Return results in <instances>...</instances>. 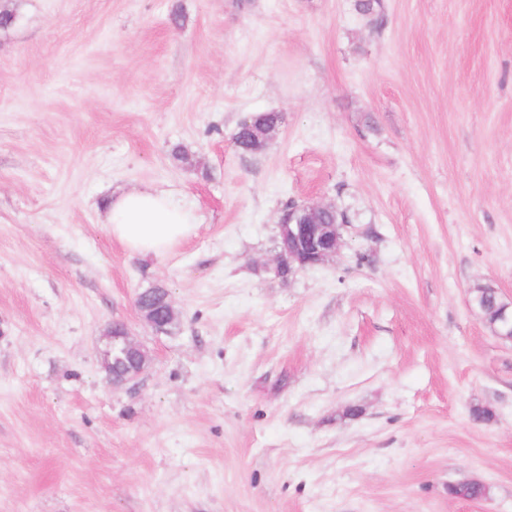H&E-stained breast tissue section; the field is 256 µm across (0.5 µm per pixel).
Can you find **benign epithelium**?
Segmentation results:
<instances>
[{"mask_svg": "<svg viewBox=\"0 0 512 512\" xmlns=\"http://www.w3.org/2000/svg\"><path fill=\"white\" fill-rule=\"evenodd\" d=\"M331 205L320 202L299 203L283 214L277 227L282 241L278 257L271 266L273 272L283 267L288 271L297 268L304 270L327 262L336 256L343 244V232L348 225L343 217L334 224H316L315 215L321 210H329ZM135 307L138 314L155 332L162 334L175 316L172 300L157 310L146 303L143 295L136 297ZM120 333H112V325H107L103 333L101 362L112 384L122 386L137 380L147 369L144 355L146 349L130 334L124 323L117 324Z\"/></svg>", "mask_w": 512, "mask_h": 512, "instance_id": "7a95c632", "label": "benign epithelium"}]
</instances>
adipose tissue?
Listing matches in <instances>:
<instances>
[{
    "label": "adipose tissue",
    "mask_w": 512,
    "mask_h": 512,
    "mask_svg": "<svg viewBox=\"0 0 512 512\" xmlns=\"http://www.w3.org/2000/svg\"><path fill=\"white\" fill-rule=\"evenodd\" d=\"M105 222L114 239L128 250L160 257L190 238L196 223L193 214L168 191L145 188L112 198Z\"/></svg>",
    "instance_id": "obj_1"
}]
</instances>
